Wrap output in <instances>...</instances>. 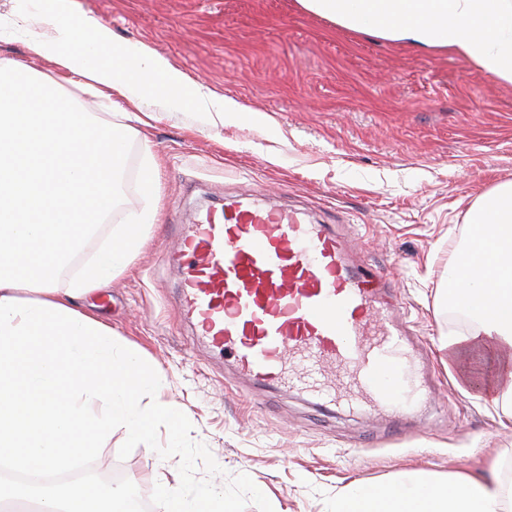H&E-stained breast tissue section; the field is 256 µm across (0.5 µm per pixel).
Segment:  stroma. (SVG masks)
Wrapping results in <instances>:
<instances>
[{"label":"stroma","mask_w":512,"mask_h":512,"mask_svg":"<svg viewBox=\"0 0 512 512\" xmlns=\"http://www.w3.org/2000/svg\"><path fill=\"white\" fill-rule=\"evenodd\" d=\"M54 10V0H40L31 17L0 0V25L13 31L0 39V57L98 121L154 115L130 133L123 202L75 263L130 214H155L126 271L81 305L156 366L161 401L185 413L193 440L222 469L197 477L221 486L246 474L274 512H328L347 485H384L404 472L449 481L498 460L512 476V427L499 426L483 389L456 387L440 349L469 332L449 318L443 291L471 213L483 194L512 183V82L445 48L344 28L299 0H70L71 22L94 17L116 43L155 51L187 80L265 117L209 129L182 106L78 90L72 74L32 49L53 36ZM149 157L153 196L140 187ZM258 191L334 225L388 288L387 302L399 303L428 391L414 413L396 422L241 378L198 340L171 262L178 236L225 196ZM126 437L120 427L108 435L93 471L129 479L144 500L155 484L172 487L178 458L144 445L119 458Z\"/></svg>","instance_id":"stroma-1"}]
</instances>
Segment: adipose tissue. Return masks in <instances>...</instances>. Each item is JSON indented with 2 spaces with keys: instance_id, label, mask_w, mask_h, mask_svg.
<instances>
[{
  "instance_id": "obj_1",
  "label": "adipose tissue",
  "mask_w": 512,
  "mask_h": 512,
  "mask_svg": "<svg viewBox=\"0 0 512 512\" xmlns=\"http://www.w3.org/2000/svg\"><path fill=\"white\" fill-rule=\"evenodd\" d=\"M342 27L415 46H441L512 81V0H300ZM56 36L34 43L36 53L78 76L93 94L137 95L186 106L203 125L237 120L236 102L218 100L186 82L160 55L121 46L96 19L73 25L65 14ZM466 243L448 270L446 298L474 319L469 335L448 337V360L464 365L476 352L496 363L486 388L512 424V186L486 194L471 216ZM330 512H512V480L499 467L453 482L406 472L384 486L349 485Z\"/></svg>"
}]
</instances>
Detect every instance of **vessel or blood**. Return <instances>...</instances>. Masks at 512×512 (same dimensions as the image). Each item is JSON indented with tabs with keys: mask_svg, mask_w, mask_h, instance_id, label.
Instances as JSON below:
<instances>
[{
	"mask_svg": "<svg viewBox=\"0 0 512 512\" xmlns=\"http://www.w3.org/2000/svg\"><path fill=\"white\" fill-rule=\"evenodd\" d=\"M183 311L199 336L246 375L326 394L324 363L355 376L350 401L395 417L390 379L405 374V332L395 308L340 237L298 209L230 196L180 236Z\"/></svg>",
	"mask_w": 512,
	"mask_h": 512,
	"instance_id": "1",
	"label": "vessel or blood"
}]
</instances>
